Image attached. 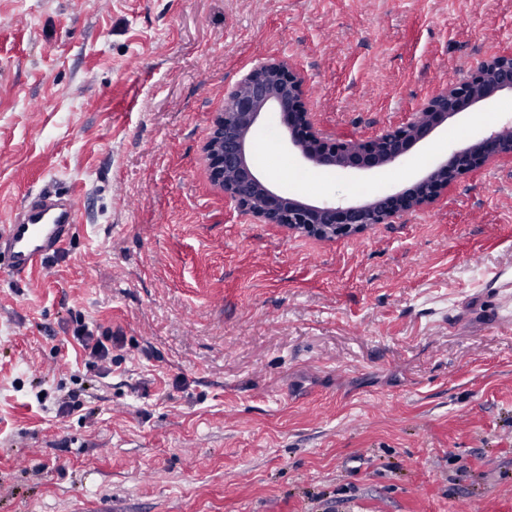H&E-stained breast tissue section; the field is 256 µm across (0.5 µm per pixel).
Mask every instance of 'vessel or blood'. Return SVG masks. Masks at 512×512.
<instances>
[{"label":"vessel or blood","mask_w":512,"mask_h":512,"mask_svg":"<svg viewBox=\"0 0 512 512\" xmlns=\"http://www.w3.org/2000/svg\"><path fill=\"white\" fill-rule=\"evenodd\" d=\"M19 211V217L0 231V242L9 255V271L23 276L62 245L79 209L73 198L58 202L51 192L42 191L26 200Z\"/></svg>","instance_id":"obj_1"}]
</instances>
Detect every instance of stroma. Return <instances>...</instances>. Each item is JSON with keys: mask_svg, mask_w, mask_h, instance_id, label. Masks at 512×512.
<instances>
[{"mask_svg": "<svg viewBox=\"0 0 512 512\" xmlns=\"http://www.w3.org/2000/svg\"><path fill=\"white\" fill-rule=\"evenodd\" d=\"M507 52L512 0H0V225L43 189L81 213L0 271V512H512V158L318 239L240 213L204 150L272 58L366 140ZM508 120L512 93L377 175L253 138L278 191L357 205ZM80 319L112 333L93 383Z\"/></svg>", "mask_w": 512, "mask_h": 512, "instance_id": "1", "label": "stroma"}]
</instances>
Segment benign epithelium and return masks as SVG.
Returning <instances> with one entry per match:
<instances>
[{"label":"benign epithelium","instance_id":"benign-epithelium-1","mask_svg":"<svg viewBox=\"0 0 512 512\" xmlns=\"http://www.w3.org/2000/svg\"><path fill=\"white\" fill-rule=\"evenodd\" d=\"M512 92V54L482 61L469 78L430 97L415 117L368 139H333L318 129L305 105L302 73L286 59H271L245 74L229 92L205 145L210 179L236 208L263 224L285 225L317 238L349 237L375 224L433 205L461 176L496 156L512 155V125H502L453 150L401 190L360 205L310 204L274 190L250 163V138L272 113L291 145L316 167L340 173H378L400 162L448 120Z\"/></svg>","mask_w":512,"mask_h":512}]
</instances>
